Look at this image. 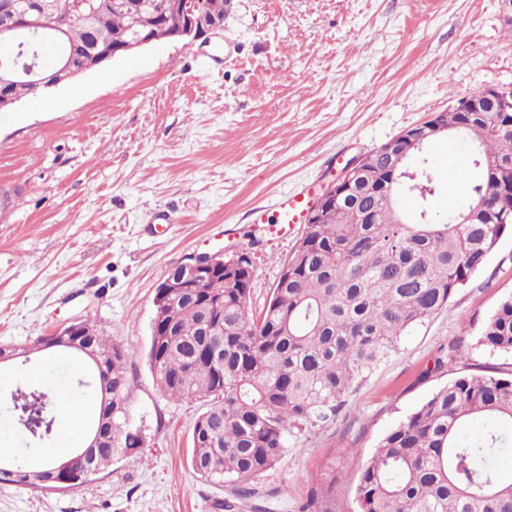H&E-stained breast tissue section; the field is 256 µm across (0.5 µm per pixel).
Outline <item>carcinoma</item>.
<instances>
[{"instance_id": "cac0c4a2", "label": "carcinoma", "mask_w": 512, "mask_h": 512, "mask_svg": "<svg viewBox=\"0 0 512 512\" xmlns=\"http://www.w3.org/2000/svg\"><path fill=\"white\" fill-rule=\"evenodd\" d=\"M51 11L70 20L60 40L67 55L91 50L96 40L116 50L139 25L152 42L176 38L183 16L174 0H125L127 9H102L87 23L76 0H48ZM229 0H203L205 14L222 20ZM42 40L0 39V63L21 52L57 56ZM20 100L35 94L26 77L9 86ZM448 132L471 140L467 208L438 218L430 212L434 171L426 156L436 139L407 154L386 174L378 151L366 156L368 178L308 224L284 260L288 283L277 282L260 313L250 307L253 261L246 250L221 271L176 295L157 288L151 325L166 324L169 336H150L147 360L169 398L202 399L207 409L191 431L193 471L215 483L249 482L274 467L290 438L315 434L336 415L345 398L399 349L402 336L441 311L484 264L502 235L512 233V112L493 103L479 112L442 114ZM217 326L224 357L203 361ZM82 334L94 340L99 365L112 373L114 440L139 452V435L126 425L122 405L127 366L135 352L109 341L87 320ZM478 346L512 357V295L486 320ZM15 405L43 409L50 429L56 417L47 395L18 387ZM487 420L481 437L459 430L471 418ZM512 456V369L486 375L459 373L440 386L376 446L355 488L358 512H512V482L498 478L495 462Z\"/></svg>"}]
</instances>
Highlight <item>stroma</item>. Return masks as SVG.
Wrapping results in <instances>:
<instances>
[{"instance_id": "stroma-1", "label": "stroma", "mask_w": 512, "mask_h": 512, "mask_svg": "<svg viewBox=\"0 0 512 512\" xmlns=\"http://www.w3.org/2000/svg\"><path fill=\"white\" fill-rule=\"evenodd\" d=\"M211 43L164 41L54 88L51 106L22 99L0 112V345L33 343L90 320L135 351L124 391L140 454L76 490L33 492L0 482V512H357L355 485L378 441L459 372L489 373L500 355L477 338L512 295V234L465 288L351 394L334 421L291 438L282 460L251 483L216 485L190 466L203 401L173 400L146 358L154 296L167 271L244 242L261 310L304 227L256 231L254 208L283 194L316 197L345 163L493 87L512 91V14L504 0H233ZM468 139L429 150L437 216L467 205L449 187L466 169ZM74 356L0 366V442L43 459L82 447L68 410L91 415ZM57 397L47 441L17 427V386Z\"/></svg>"}]
</instances>
